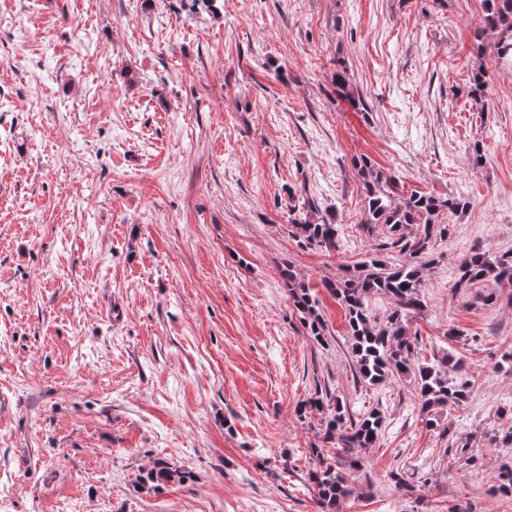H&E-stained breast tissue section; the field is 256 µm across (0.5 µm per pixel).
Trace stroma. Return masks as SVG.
<instances>
[{
	"mask_svg": "<svg viewBox=\"0 0 512 512\" xmlns=\"http://www.w3.org/2000/svg\"><path fill=\"white\" fill-rule=\"evenodd\" d=\"M482 12L0 0V512H319L320 456L362 462L340 512H512L497 490L512 447L489 439L512 426V284L456 285L473 247L512 250V63L493 38L477 50ZM363 154L399 196L470 203L443 214L408 327L416 363L466 365L469 396L435 427L413 375L363 381L321 287L371 252L397 260L358 224ZM307 198L344 247L298 245L288 210ZM287 265L317 288L326 344ZM327 392L381 413L375 444H320L297 408ZM158 458L193 480L138 490ZM282 275L290 291V299L296 309L303 315V320L311 336L316 341H322L325 336V327L322 315L318 310V300L313 292L314 288L299 280L291 269L282 271Z\"/></svg>",
	"mask_w": 512,
	"mask_h": 512,
	"instance_id": "35a3bbf8",
	"label": "stroma"
}]
</instances>
